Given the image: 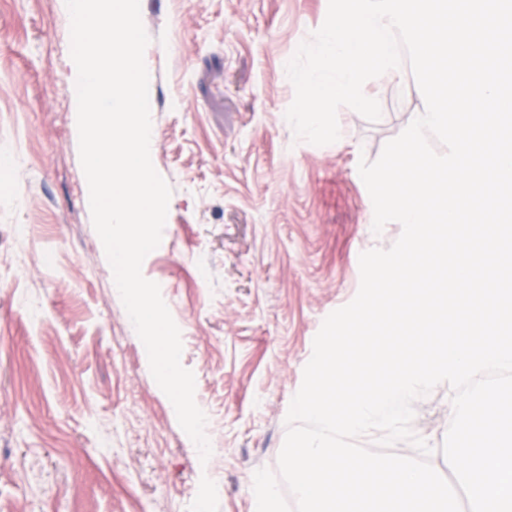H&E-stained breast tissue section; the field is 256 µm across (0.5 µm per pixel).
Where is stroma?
Returning <instances> with one entry per match:
<instances>
[{"label":"stroma","instance_id":"1","mask_svg":"<svg viewBox=\"0 0 512 512\" xmlns=\"http://www.w3.org/2000/svg\"><path fill=\"white\" fill-rule=\"evenodd\" d=\"M327 7L141 0L152 163L172 189L142 274L218 425V469L202 466L113 288L66 81L70 21L59 0H0V153L17 158L0 183V512H253L254 473L278 468L315 335L356 296L360 254L401 234L374 232L358 162L424 104L413 74L372 83L379 120L344 106V144L296 139L286 64ZM451 395L438 384L412 422L444 476Z\"/></svg>","mask_w":512,"mask_h":512}]
</instances>
